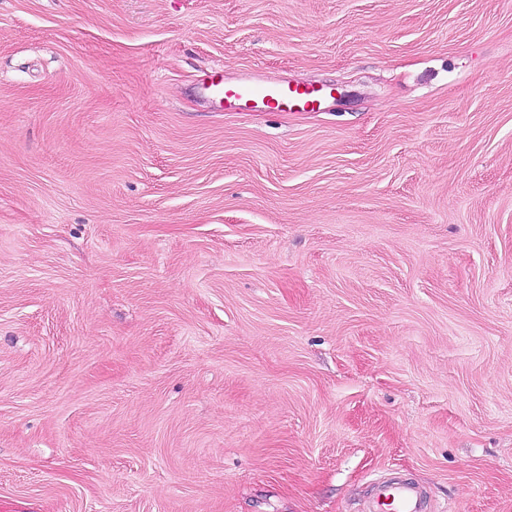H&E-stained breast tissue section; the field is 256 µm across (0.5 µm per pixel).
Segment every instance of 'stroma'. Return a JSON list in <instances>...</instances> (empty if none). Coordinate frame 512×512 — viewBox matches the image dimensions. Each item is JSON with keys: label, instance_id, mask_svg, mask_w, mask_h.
Segmentation results:
<instances>
[{"label": "stroma", "instance_id": "obj_1", "mask_svg": "<svg viewBox=\"0 0 512 512\" xmlns=\"http://www.w3.org/2000/svg\"><path fill=\"white\" fill-rule=\"evenodd\" d=\"M390 470L512 512V0H0V512ZM197 89L202 98L221 111L236 112H248L258 105L277 112L315 111L327 94L323 87L292 85L288 81L243 79L227 83L222 67L212 68L205 73Z\"/></svg>", "mask_w": 512, "mask_h": 512}]
</instances>
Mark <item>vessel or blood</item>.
Instances as JSON below:
<instances>
[{"mask_svg":"<svg viewBox=\"0 0 512 512\" xmlns=\"http://www.w3.org/2000/svg\"><path fill=\"white\" fill-rule=\"evenodd\" d=\"M199 95L220 110L246 112L261 105L278 112L313 111L326 95L324 88L290 84L285 81L243 79L224 80L223 68L205 73L198 86ZM429 504L417 485L398 478L379 480L366 512H428Z\"/></svg>","mask_w":512,"mask_h":512,"instance_id":"obj_1","label":"vessel or blood"}]
</instances>
